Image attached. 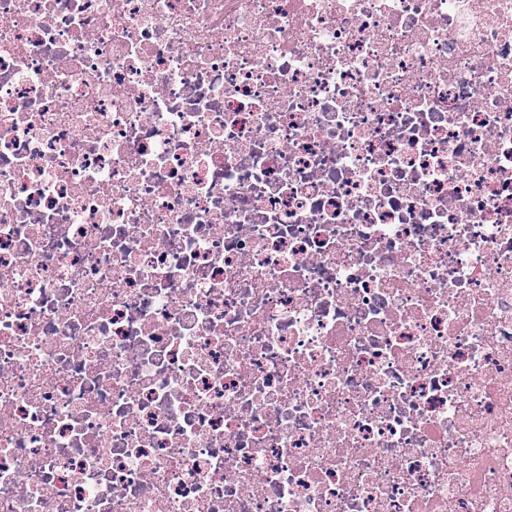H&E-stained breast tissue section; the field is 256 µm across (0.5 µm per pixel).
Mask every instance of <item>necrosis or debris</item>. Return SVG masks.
Listing matches in <instances>:
<instances>
[{"mask_svg":"<svg viewBox=\"0 0 512 512\" xmlns=\"http://www.w3.org/2000/svg\"><path fill=\"white\" fill-rule=\"evenodd\" d=\"M0 512H512V0H0Z\"/></svg>","mask_w":512,"mask_h":512,"instance_id":"1","label":"necrosis or debris"}]
</instances>
